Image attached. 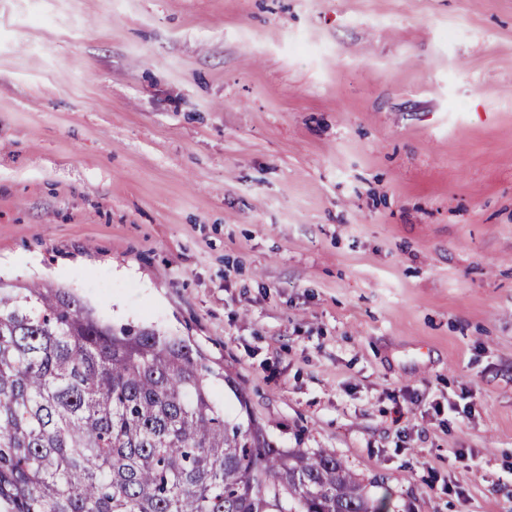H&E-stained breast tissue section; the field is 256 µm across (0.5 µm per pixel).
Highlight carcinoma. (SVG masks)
<instances>
[{"mask_svg": "<svg viewBox=\"0 0 512 512\" xmlns=\"http://www.w3.org/2000/svg\"><path fill=\"white\" fill-rule=\"evenodd\" d=\"M185 341L0 282V501L9 512H388L344 462L233 422Z\"/></svg>", "mask_w": 512, "mask_h": 512, "instance_id": "cac0c4a2", "label": "carcinoma"}]
</instances>
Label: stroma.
<instances>
[{
	"label": "stroma",
	"instance_id": "35a3bbf8",
	"mask_svg": "<svg viewBox=\"0 0 512 512\" xmlns=\"http://www.w3.org/2000/svg\"><path fill=\"white\" fill-rule=\"evenodd\" d=\"M0 280L390 512H512V0H0Z\"/></svg>",
	"mask_w": 512,
	"mask_h": 512
}]
</instances>
